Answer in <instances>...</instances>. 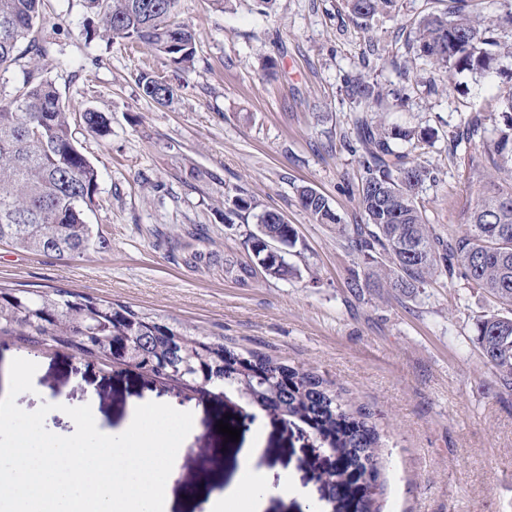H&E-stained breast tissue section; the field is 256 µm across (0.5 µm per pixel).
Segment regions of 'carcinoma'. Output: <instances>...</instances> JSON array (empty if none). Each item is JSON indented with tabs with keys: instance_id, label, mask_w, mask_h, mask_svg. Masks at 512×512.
Here are the masks:
<instances>
[{
	"instance_id": "carcinoma-1",
	"label": "carcinoma",
	"mask_w": 512,
	"mask_h": 512,
	"mask_svg": "<svg viewBox=\"0 0 512 512\" xmlns=\"http://www.w3.org/2000/svg\"><path fill=\"white\" fill-rule=\"evenodd\" d=\"M88 13L101 17L103 30L86 36L129 42L185 68L195 57L196 33L174 21L179 0H83ZM349 16L367 25L397 6V0H345ZM466 0H450L441 14L418 21L414 42L419 54L448 70L485 74L495 54L486 46L485 20L466 11ZM43 0H0V71L19 60L49 53L39 36ZM142 95L165 105L176 89L158 75L137 77ZM346 95L359 106L382 105L388 93L362 74L345 81ZM504 125L488 132L480 116L464 123L458 140L477 145L465 162L466 180L477 187V201L460 213L464 229L444 237L429 224L419 191L432 172L410 165L396 143H412L415 131L387 125L373 114L355 116L357 146L365 176L358 187L362 223L344 224L329 200L310 186L296 189L302 208L318 224L338 226L348 248L362 258L364 276L354 275L351 290L383 279L404 298L415 296L436 273L461 275L492 295L506 313L485 314L475 323L474 340L496 373L498 387L512 391V95L502 101ZM103 137L106 118L86 110L72 116L55 82L26 71L22 83L0 99V242L32 252L80 258L107 251L112 241L86 220L95 203L98 170L77 148L72 125ZM505 172L502 183L491 172ZM253 199L237 195L225 221L251 213ZM265 233L251 231L245 244L267 275L286 278L294 268L286 260L298 234L276 210L256 215ZM276 240L281 261L266 263L267 243ZM183 261L199 264L211 252L184 245ZM18 339L71 350L92 361L131 370L152 382L189 391L224 392L231 388L247 403L300 424L313 447L329 461L324 485L342 494L357 476L379 489L381 435L372 413L356 405L336 382L302 366L287 365L252 350H237L220 336L204 335L189 325L68 288L30 290L0 286V340Z\"/></svg>"
}]
</instances>
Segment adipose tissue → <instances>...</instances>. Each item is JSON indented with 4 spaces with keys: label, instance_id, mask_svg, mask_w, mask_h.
<instances>
[{
    "label": "adipose tissue",
    "instance_id": "adipose-tissue-1",
    "mask_svg": "<svg viewBox=\"0 0 512 512\" xmlns=\"http://www.w3.org/2000/svg\"><path fill=\"white\" fill-rule=\"evenodd\" d=\"M258 455V449H242V465L233 485L214 495V512H262L266 494L271 489L285 498L300 494L301 489L290 469L281 467L272 471L255 468Z\"/></svg>",
    "mask_w": 512,
    "mask_h": 512
}]
</instances>
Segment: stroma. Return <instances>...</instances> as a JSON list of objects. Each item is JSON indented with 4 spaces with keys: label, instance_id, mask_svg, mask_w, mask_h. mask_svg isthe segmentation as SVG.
<instances>
[{
    "label": "stroma",
    "instance_id": "1",
    "mask_svg": "<svg viewBox=\"0 0 512 512\" xmlns=\"http://www.w3.org/2000/svg\"><path fill=\"white\" fill-rule=\"evenodd\" d=\"M447 8L448 0H398L395 12L363 28L344 0H274L268 8L256 0H180L177 20L196 33L195 64L182 70L144 49L88 40L82 0H43L41 36L52 48L40 71L74 111L91 109L109 121L105 137L79 127L75 139L99 171L87 220L112 249L65 259L0 245V285L63 287L127 303L329 377L375 413L380 512H512V392L498 391L473 341L476 320L499 305L444 276L412 298L389 288L352 294L347 282L362 271L361 260L335 225L313 221L296 193L314 187L344 223H359L364 170L349 149L358 107L344 80L361 73L384 88H404L386 120L430 135L419 147L398 149L434 174L419 192L429 223L461 233L458 215L476 195L462 166L469 146L455 135L475 113L487 128L503 124L498 101L512 93V55L498 54L482 76L447 73L407 50L415 24ZM144 69L177 88L172 103L142 96L136 77ZM241 193L295 227L299 241L287 257L294 275L274 278L255 267L244 244L254 217L225 223V200ZM195 231L219 261L183 262L180 246ZM244 266L249 275H241ZM17 357L38 365L33 391L16 400L27 411L92 398L114 430L133 402L177 401L135 372L20 343L0 347V393ZM184 407L199 429L169 512H201L234 479L241 442L257 434L258 466L292 467L302 488L298 497L270 496L264 512H303L306 504L333 512L307 464L312 440L296 427L233 392ZM221 421L239 429V441L219 433Z\"/></svg>",
    "mask_w": 512,
    "mask_h": 512
}]
</instances>
